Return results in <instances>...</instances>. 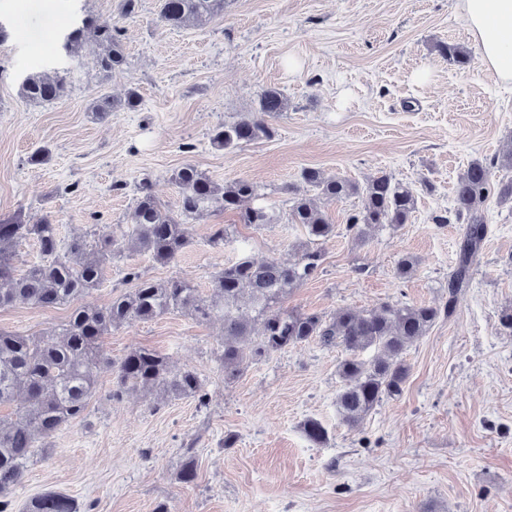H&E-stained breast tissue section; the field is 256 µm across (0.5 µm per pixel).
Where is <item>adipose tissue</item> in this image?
<instances>
[{"instance_id":"ef3b65f1","label":"adipose tissue","mask_w":512,"mask_h":512,"mask_svg":"<svg viewBox=\"0 0 512 512\" xmlns=\"http://www.w3.org/2000/svg\"><path fill=\"white\" fill-rule=\"evenodd\" d=\"M462 6L483 65L512 84V0H462Z\"/></svg>"}]
</instances>
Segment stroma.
Returning a JSON list of instances; mask_svg holds the SVG:
<instances>
[{
	"label": "stroma",
	"mask_w": 512,
	"mask_h": 512,
	"mask_svg": "<svg viewBox=\"0 0 512 512\" xmlns=\"http://www.w3.org/2000/svg\"><path fill=\"white\" fill-rule=\"evenodd\" d=\"M160 5L142 0L125 17L120 0H0L10 31L0 42V217L32 223L48 214L61 240L91 241L126 224L143 176L176 209L173 176L190 164L219 185L253 182L251 204L273 222L257 228L233 211L204 212L189 219L190 243L172 263L125 251L80 305L101 308L129 291L130 266L205 294L224 262L294 261L307 234L288 219L285 188L316 168L360 183L388 174L415 189L417 206L409 224L361 238L347 220L362 196L323 203L335 233L320 244L318 272L285 306L329 317L450 300L454 311L409 349L401 394L354 428L336 407L342 349L312 340L246 361L228 380L217 360L219 318L174 311L111 330L83 418L35 451L10 495L12 512L49 490L83 512H512V330L501 324L512 311V203L486 201L488 234L468 287L453 298L448 279L464 226L434 221L452 211L456 178L472 160L492 163L494 181L512 179L501 164L512 147V85L482 66L462 0H224L223 13L179 29L161 23ZM82 13L121 30L125 62L112 74L92 52H52L60 22ZM444 44L466 47L468 66L450 64ZM33 68L67 72L68 97L23 101L18 82ZM268 87L288 100L276 136L216 150L212 130L255 115ZM131 89L136 109L106 119L92 112L97 95ZM42 147L48 160L30 165ZM217 224L229 229L218 249L209 243ZM406 254L417 266L402 279L396 265ZM71 312L18 302L0 308V329L48 336ZM137 348L195 370L205 400L115 395L113 367ZM310 418L326 428V443L306 437ZM189 453L197 479L186 485L176 473Z\"/></svg>",
	"instance_id": "35a3bbf8"
}]
</instances>
